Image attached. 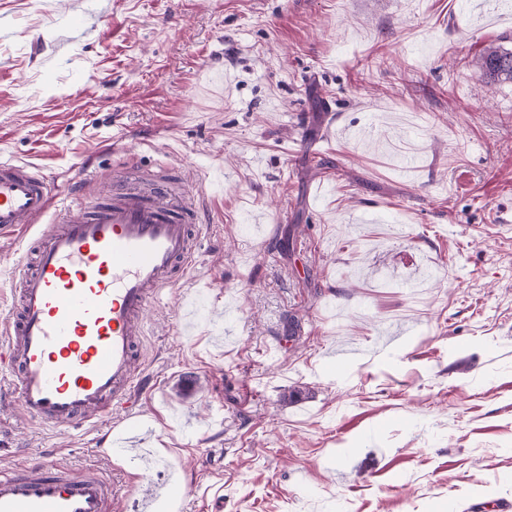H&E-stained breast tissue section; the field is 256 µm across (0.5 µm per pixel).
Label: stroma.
I'll return each mask as SVG.
<instances>
[{
	"label": "stroma",
	"instance_id": "35a3bbf8",
	"mask_svg": "<svg viewBox=\"0 0 512 512\" xmlns=\"http://www.w3.org/2000/svg\"><path fill=\"white\" fill-rule=\"evenodd\" d=\"M492 43L512 48V0H0V160L58 185L46 223L130 157L210 226L147 314L138 442L0 406V469H97L112 512H512V83L474 67ZM32 243L0 238V317Z\"/></svg>",
	"mask_w": 512,
	"mask_h": 512
}]
</instances>
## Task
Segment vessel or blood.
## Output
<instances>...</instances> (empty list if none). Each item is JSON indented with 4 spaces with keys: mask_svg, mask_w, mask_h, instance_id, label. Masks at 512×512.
<instances>
[{
    "mask_svg": "<svg viewBox=\"0 0 512 512\" xmlns=\"http://www.w3.org/2000/svg\"><path fill=\"white\" fill-rule=\"evenodd\" d=\"M90 198L69 205L17 266L14 312L0 319V363L14 377L24 414L51 429L87 422L134 423L145 318L162 290L197 262L205 229L189 194L165 179L150 193H113L96 174ZM56 195L24 163L0 161V235L30 229ZM0 512H112V487L98 472L79 475L34 463L0 471Z\"/></svg>",
    "mask_w": 512,
    "mask_h": 512,
    "instance_id": "b4317fda",
    "label": "vessel or blood"
}]
</instances>
